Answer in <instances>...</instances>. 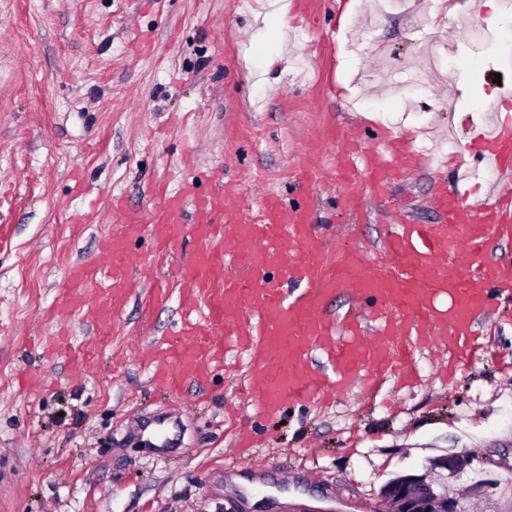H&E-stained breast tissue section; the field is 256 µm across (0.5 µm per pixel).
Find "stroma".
Masks as SVG:
<instances>
[{
  "mask_svg": "<svg viewBox=\"0 0 512 512\" xmlns=\"http://www.w3.org/2000/svg\"><path fill=\"white\" fill-rule=\"evenodd\" d=\"M448 7L402 0L372 28L355 11L340 46L336 0H304L284 30L237 0H0V512H359L446 455L466 462L446 481L466 512H512V295L451 375L418 353L413 383L274 414L248 393L243 353L175 398L143 365L140 345L181 321L179 257L152 258L165 304L148 306L132 267L108 327L73 318L60 337L45 318L67 266L119 223L113 197L149 219L150 187L178 189L189 169L201 193L221 174L243 205L259 187L309 205L336 255L374 254L396 219L433 222L450 170H404L362 213L338 153L388 132L420 152L462 145L480 106L512 109V19L470 0L450 22ZM429 57L450 84L410 77ZM161 417L177 425L166 454L140 434Z\"/></svg>",
  "mask_w": 512,
  "mask_h": 512,
  "instance_id": "35a3bbf8",
  "label": "stroma"
}]
</instances>
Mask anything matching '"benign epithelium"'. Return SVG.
I'll return each instance as SVG.
<instances>
[{
    "label": "benign epithelium",
    "instance_id": "benign-epithelium-1",
    "mask_svg": "<svg viewBox=\"0 0 512 512\" xmlns=\"http://www.w3.org/2000/svg\"><path fill=\"white\" fill-rule=\"evenodd\" d=\"M464 468L465 462L455 455L436 458L424 474L404 475L389 481L381 489L382 501L391 512H457L458 498L444 493L431 473L441 469L455 475Z\"/></svg>",
    "mask_w": 512,
    "mask_h": 512
}]
</instances>
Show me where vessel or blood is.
I'll use <instances>...</instances> for the list:
<instances>
[{
  "label": "vessel or blood",
  "mask_w": 512,
  "mask_h": 512,
  "mask_svg": "<svg viewBox=\"0 0 512 512\" xmlns=\"http://www.w3.org/2000/svg\"><path fill=\"white\" fill-rule=\"evenodd\" d=\"M470 141L481 149L469 175L493 170L492 190L482 200L466 191L438 193L437 223L392 225L383 248L396 268L367 265L355 252L331 259L307 208L269 193L254 213L237 207V185L218 177L211 192L200 194L190 176L181 191L151 190L154 217L148 222L113 199L123 220L100 239L94 263L68 267L70 293L62 313L110 321L131 292L123 264L130 241L146 234L155 252L167 253L191 238L196 247L184 257L179 280L184 319L174 336L155 339L143 356L171 389L223 363L214 345L194 344L202 333L249 352L259 372L250 385L252 398L266 413L288 402L325 401L355 384L369 394L387 378L406 381L414 353L444 364L474 351L476 324L499 293L512 288V266L488 254L491 241L512 242V125L474 124ZM407 158L394 140L374 150L372 193ZM284 279L307 284V294L288 297L280 289ZM92 285L100 299L91 306L86 290ZM340 289L370 300L367 313L327 315L325 307ZM317 351L331 359L333 377L308 368Z\"/></svg>",
  "instance_id": "vessel-or-blood-1"
}]
</instances>
